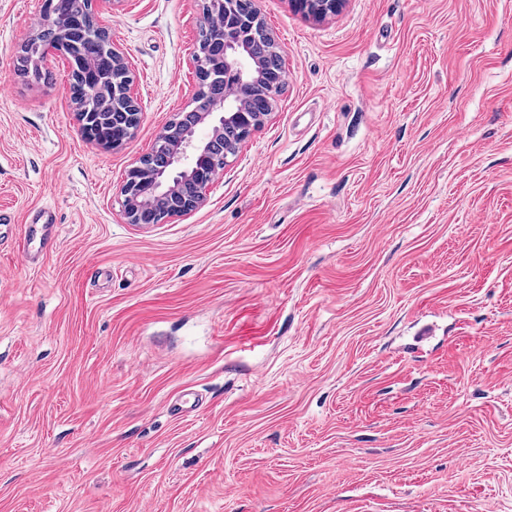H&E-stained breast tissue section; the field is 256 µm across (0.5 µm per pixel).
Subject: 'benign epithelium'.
I'll return each mask as SVG.
<instances>
[{"instance_id": "benign-epithelium-1", "label": "benign epithelium", "mask_w": 512, "mask_h": 512, "mask_svg": "<svg viewBox=\"0 0 512 512\" xmlns=\"http://www.w3.org/2000/svg\"><path fill=\"white\" fill-rule=\"evenodd\" d=\"M303 16L322 19L340 11L345 0H290ZM208 41L197 47L192 64L199 77L209 72L207 55L218 54L224 63V91L214 106L178 112L164 127L158 141L167 145L169 164L156 171L147 169L144 160L130 168L121 187L124 218L128 224L154 223V207L164 206L165 219L181 218L198 209L215 178L224 171L227 159L237 154L253 132L261 128L273 111L275 96L284 83L285 63L279 62L277 78L267 79L272 70L269 47L276 46L271 33L264 42H253L248 33L261 23L256 0H202ZM130 111L115 112L112 122H124L118 138L96 136L90 113L76 108L82 135L104 148H117L132 137L138 114V93L133 81L123 92Z\"/></svg>"}]
</instances>
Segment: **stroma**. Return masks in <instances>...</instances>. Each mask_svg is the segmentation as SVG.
<instances>
[{
	"instance_id": "obj_1",
	"label": "stroma",
	"mask_w": 512,
	"mask_h": 512,
	"mask_svg": "<svg viewBox=\"0 0 512 512\" xmlns=\"http://www.w3.org/2000/svg\"><path fill=\"white\" fill-rule=\"evenodd\" d=\"M42 2L0 0V512H512V0H257L274 110L150 226L121 186L192 107L199 2L102 12L142 109L115 150L66 57L15 71ZM290 3L303 16L322 19L339 12L345 0H290ZM90 113L91 112H84L83 107H78L76 105V117L82 135L86 139L96 142L98 145L104 148L114 149L123 145L128 139L132 137L138 126L136 124L140 121V116L138 118V114L136 112H113L112 122L117 123L124 120L125 131L119 138L106 139L96 136L94 129L92 128L93 124L89 121L91 119ZM53 217L52 213L42 211L37 223L30 226L28 236L18 245L21 257L27 265H35L39 257L49 253L57 245L58 224Z\"/></svg>"
}]
</instances>
